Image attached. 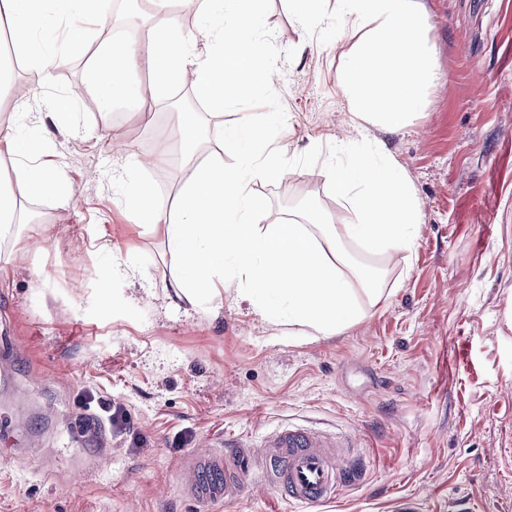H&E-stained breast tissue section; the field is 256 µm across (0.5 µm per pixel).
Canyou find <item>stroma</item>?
<instances>
[{"mask_svg":"<svg viewBox=\"0 0 512 512\" xmlns=\"http://www.w3.org/2000/svg\"><path fill=\"white\" fill-rule=\"evenodd\" d=\"M438 80L430 106L399 132L362 134L336 87V0L329 24L296 28L289 0H262L279 66L273 96L254 112L288 119L290 153L278 178L257 183L265 223L308 224L344 210L324 173L380 141L406 170L423 220L406 260L350 242L373 271L377 303L334 336H302L263 321L245 300L190 306L174 294L161 231L136 226L112 176L127 151L170 143L156 176L170 205L183 144L211 154L214 128L239 117L201 104L193 124L170 106L149 117L137 102L101 113L84 94L61 120L50 102L85 84L117 14L91 25L88 51L51 80L16 65L17 35L0 27L12 77L0 111L30 112L23 134L52 145L67 203L39 196L0 154V188L22 226L0 238V512H195L179 471L190 451L224 437L260 439L284 423L362 444L363 483L318 512H512V0H426ZM142 29L194 26L180 0L156 11L126 0ZM114 127L120 143L87 139ZM53 244L23 249L27 223ZM123 406L127 424L86 428L85 391ZM212 512H299L268 490Z\"/></svg>","mask_w":512,"mask_h":512,"instance_id":"35a3bbf8","label":"stroma"}]
</instances>
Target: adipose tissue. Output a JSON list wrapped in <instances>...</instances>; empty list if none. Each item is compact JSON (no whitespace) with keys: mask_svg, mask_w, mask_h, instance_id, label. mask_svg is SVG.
<instances>
[{"mask_svg":"<svg viewBox=\"0 0 512 512\" xmlns=\"http://www.w3.org/2000/svg\"><path fill=\"white\" fill-rule=\"evenodd\" d=\"M87 0H0L20 37L18 52L44 78L67 58L87 49ZM342 19L337 40L345 44L336 86L345 109L360 129L398 131L430 104L437 74L435 49L424 37L425 0H336ZM68 23L56 43L55 31ZM265 26L259 0H196L195 28L172 26L151 36L145 51L113 41L95 52L85 85L102 110L139 98L129 75L147 65L170 91L191 83L200 98L223 109L260 102L273 92V51L260 33ZM20 115L0 120V148L16 156L24 180L37 194L66 202L70 189L48 159L43 138L18 133ZM218 146L236 162L184 158L174 185L177 204L158 203L144 163L128 155L113 175L137 223L161 230L171 263L179 272L175 294L190 305L208 301L222 307L224 289L248 299L263 319L311 336H332L357 323V294L377 301L368 271L354 265L350 241L392 253L411 251L422 206L404 168L379 142L369 143L346 165L328 161L330 187L346 215L311 231L303 224L262 223L252 186L277 178L290 151L283 113L262 117L241 113Z\"/></svg>","mask_w":512,"mask_h":512,"instance_id":"1","label":"adipose tissue"}]
</instances>
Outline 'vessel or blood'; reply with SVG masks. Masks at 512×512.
<instances>
[{
  "instance_id": "b4317fda",
  "label": "vessel or blood",
  "mask_w": 512,
  "mask_h": 512,
  "mask_svg": "<svg viewBox=\"0 0 512 512\" xmlns=\"http://www.w3.org/2000/svg\"><path fill=\"white\" fill-rule=\"evenodd\" d=\"M350 445L349 438L288 424L258 445L228 439L223 448L188 454L179 482L198 512H210L213 504L246 492H260L267 483L292 503L316 507L362 482L364 461L348 454Z\"/></svg>"
}]
</instances>
